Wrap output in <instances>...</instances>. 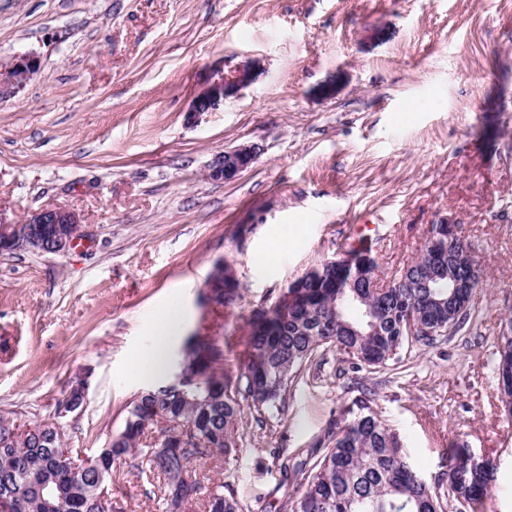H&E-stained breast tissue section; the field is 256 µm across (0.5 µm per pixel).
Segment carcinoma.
Masks as SVG:
<instances>
[{
  "instance_id": "carcinoma-1",
  "label": "carcinoma",
  "mask_w": 512,
  "mask_h": 512,
  "mask_svg": "<svg viewBox=\"0 0 512 512\" xmlns=\"http://www.w3.org/2000/svg\"><path fill=\"white\" fill-rule=\"evenodd\" d=\"M448 248L440 257L427 254L411 262L406 272L408 285L392 288L370 303L372 315L356 319L355 310L345 305L352 299L365 307L368 280L377 268L363 269L355 263L347 288H329L305 278L295 281L293 292L300 301L293 306L274 304L255 312L252 319V359L236 379L212 370L222 353L209 340L191 341L184 361L189 375L207 371L205 384H191L184 391H159L130 403L123 431L109 447L92 457L95 467L79 479L66 476L62 462L64 441L58 427L49 422L22 429L13 418L0 415V503L16 499L22 483L28 484L21 512H106L100 499L98 474L112 481L114 462L130 459L140 475L164 477L163 512H176L173 487L200 457L224 458L237 446V424L242 403L269 409L282 403L283 393L294 372L312 361L318 350L334 346L345 351L356 364L367 368L386 365L409 337L402 332L408 312L423 323L448 322L453 308L451 289L442 293L428 287L440 269L448 270ZM209 285L214 300L229 303L238 295L239 283L224 280L213 268ZM360 413L348 424L329 434L324 451L312 465L304 488L291 503L290 512H485V500L493 481L490 467L458 466L448 485L447 498L431 492L402 454L397 435L360 401ZM191 431L197 442L173 456L157 451L152 439L178 441ZM55 479L62 487L53 508L37 495L35 488ZM224 502L222 512H242L231 490L217 486Z\"/></svg>"
}]
</instances>
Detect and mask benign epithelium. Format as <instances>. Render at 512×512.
Here are the masks:
<instances>
[{
  "label": "benign epithelium",
  "instance_id": "obj_1",
  "mask_svg": "<svg viewBox=\"0 0 512 512\" xmlns=\"http://www.w3.org/2000/svg\"><path fill=\"white\" fill-rule=\"evenodd\" d=\"M40 68V57L28 53L17 57L10 65L0 66V99L11 97L18 93L27 81ZM262 64L253 59L240 66L229 76H222L211 81L193 101L187 112V122L195 124L202 116L217 111L224 105V100L251 84L259 76ZM258 156V147L253 144H241L224 151L219 167L215 173L224 181H231L242 172L251 168ZM46 224L53 226L54 234L50 242H45L40 230ZM86 238L85 225L80 223L79 216L67 209H43L32 214L20 224L0 219V241L12 248L26 249L43 254H66L77 243ZM465 267L469 269V277H452V287L466 288L470 292V300L478 297L480 278L475 273L480 271L479 264L472 252L465 256Z\"/></svg>",
  "mask_w": 512,
  "mask_h": 512
}]
</instances>
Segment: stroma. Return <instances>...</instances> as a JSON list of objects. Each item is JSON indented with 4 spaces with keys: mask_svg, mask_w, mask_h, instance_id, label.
<instances>
[{
    "mask_svg": "<svg viewBox=\"0 0 512 512\" xmlns=\"http://www.w3.org/2000/svg\"><path fill=\"white\" fill-rule=\"evenodd\" d=\"M31 52L38 73L0 100V218L66 208L88 236L64 255L0 253V413L57 422L72 456L92 457L167 380L132 369L166 303L186 316L174 355L213 341L234 377L254 312L363 226L387 279L451 223L484 273L469 329L376 369L321 348L279 409L244 408L236 452L189 471L243 512H289L304 462L366 401L432 490L457 444L494 468L486 512H512L496 369L512 316V0H0V63ZM254 58L256 82L187 123L212 79ZM243 143L252 168L213 178ZM277 240L276 272L251 265ZM219 261L240 282L229 305L207 296ZM80 380L81 407L58 414ZM114 469L112 512H162L163 480Z\"/></svg>",
    "mask_w": 512,
    "mask_h": 512,
    "instance_id": "35a3bbf8",
    "label": "stroma"
}]
</instances>
